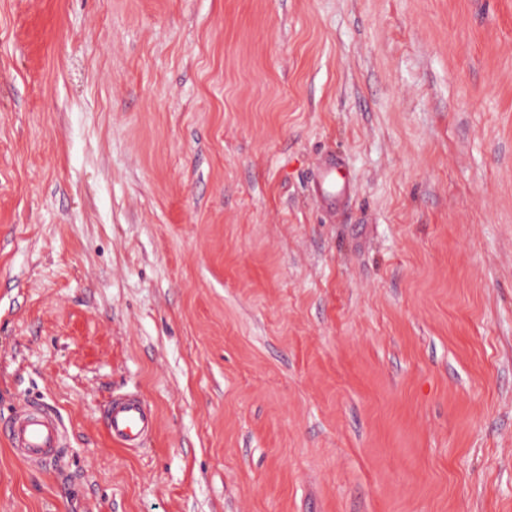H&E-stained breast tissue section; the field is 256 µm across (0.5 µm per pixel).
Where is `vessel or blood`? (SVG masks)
I'll return each mask as SVG.
<instances>
[{
    "mask_svg": "<svg viewBox=\"0 0 512 512\" xmlns=\"http://www.w3.org/2000/svg\"><path fill=\"white\" fill-rule=\"evenodd\" d=\"M315 190L328 207L346 193V181L335 162H326L316 180ZM102 422L113 443L135 450L145 445L157 427V415L137 394L113 396L104 408ZM0 438L12 455L24 464L43 469L57 467L69 433L57 413L41 400L32 399L9 414L0 415Z\"/></svg>",
    "mask_w": 512,
    "mask_h": 512,
    "instance_id": "obj_1",
    "label": "vessel or blood"
}]
</instances>
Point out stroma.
Wrapping results in <instances>:
<instances>
[{
    "label": "stroma",
    "mask_w": 512,
    "mask_h": 512,
    "mask_svg": "<svg viewBox=\"0 0 512 512\" xmlns=\"http://www.w3.org/2000/svg\"><path fill=\"white\" fill-rule=\"evenodd\" d=\"M30 397L70 446L0 441V512H512V0H0ZM315 191L328 207L336 208V203L346 194L345 177L336 168V162L323 165L315 180ZM102 422L113 443L135 450L155 432L157 415L140 395L120 394L104 408Z\"/></svg>",
    "instance_id": "stroma-1"
}]
</instances>
